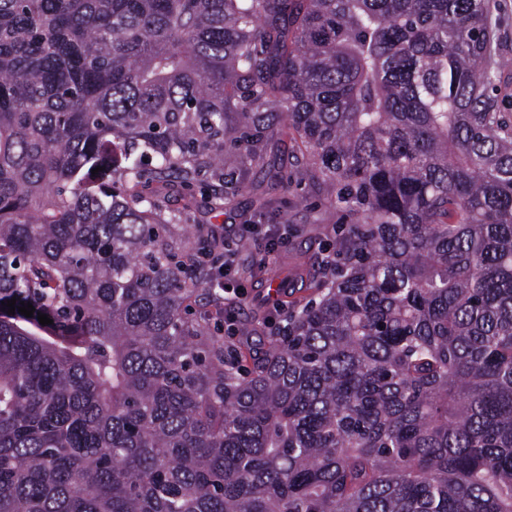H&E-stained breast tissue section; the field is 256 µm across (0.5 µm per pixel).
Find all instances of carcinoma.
Instances as JSON below:
<instances>
[{
	"mask_svg": "<svg viewBox=\"0 0 512 512\" xmlns=\"http://www.w3.org/2000/svg\"><path fill=\"white\" fill-rule=\"evenodd\" d=\"M492 40L488 0H0V512H512ZM259 175L346 223L239 352L194 191Z\"/></svg>",
	"mask_w": 512,
	"mask_h": 512,
	"instance_id": "obj_1",
	"label": "carcinoma"
}]
</instances>
